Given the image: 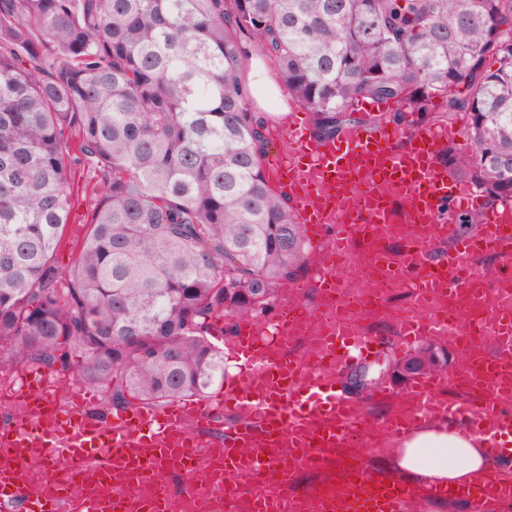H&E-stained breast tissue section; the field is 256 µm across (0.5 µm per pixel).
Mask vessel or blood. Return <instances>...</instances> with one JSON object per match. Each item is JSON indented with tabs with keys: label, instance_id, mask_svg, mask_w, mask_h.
Returning a JSON list of instances; mask_svg holds the SVG:
<instances>
[{
	"label": "vessel or blood",
	"instance_id": "b4317fda",
	"mask_svg": "<svg viewBox=\"0 0 512 512\" xmlns=\"http://www.w3.org/2000/svg\"><path fill=\"white\" fill-rule=\"evenodd\" d=\"M307 129L293 112L287 143L269 149L268 169L290 189L314 244L309 277L318 303L296 305L306 291L299 283L267 321L240 322L224 346L241 357L243 381L218 399L133 406L102 420L91 412L92 390L76 387L63 401L49 373L19 374L4 387L15 420L0 427V512H182L201 500L218 504L220 512H297L292 477L300 462L332 472L330 494L308 493L325 512H411L410 490L393 475L345 464L342 449L364 441L383 452L373 428L399 440L416 420L434 417L484 432L489 447H501L503 431L512 428V385L501 383L494 362L512 357V309L494 312L491 278L475 256L490 246L503 266L512 265V205L487 211L477 236L455 241L442 260L429 261L431 239L451 234L447 208L481 206L438 161L448 128L359 126L334 141L308 136ZM397 201L404 210H393ZM394 224L434 227L415 250L380 259L388 278L413 300L393 327L395 348L456 335L458 318L433 301L437 288L491 305L483 327L501 343L494 354L473 359L467 392L441 395L440 377L420 376L404 390L411 413L369 417L337 385L348 367L375 353V338L353 326L348 305L355 298L373 303L376 291L355 292L340 271L355 270L354 245L362 233L379 239ZM298 318L310 332L311 349L295 360L287 355L288 328ZM223 410L240 418L239 428L208 436L215 412ZM167 472L194 480L176 495L162 480ZM459 494L475 502V512H512L511 475H491Z\"/></svg>",
	"mask_w": 512,
	"mask_h": 512
}]
</instances>
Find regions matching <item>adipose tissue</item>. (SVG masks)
Here are the masks:
<instances>
[{"instance_id":"adipose-tissue-1","label":"adipose tissue","mask_w":512,"mask_h":512,"mask_svg":"<svg viewBox=\"0 0 512 512\" xmlns=\"http://www.w3.org/2000/svg\"><path fill=\"white\" fill-rule=\"evenodd\" d=\"M497 458L510 460L512 451L492 453L481 436L444 421H430L401 441L386 461L406 484L455 488L487 478Z\"/></svg>"}]
</instances>
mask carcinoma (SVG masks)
<instances>
[{
	"label": "carcinoma",
	"instance_id": "1",
	"mask_svg": "<svg viewBox=\"0 0 512 512\" xmlns=\"http://www.w3.org/2000/svg\"><path fill=\"white\" fill-rule=\"evenodd\" d=\"M254 55L319 140L442 99L435 122L467 119L448 169L484 199L454 223L512 200V0H0L1 364L116 411L224 385V336L309 259L264 171ZM80 168L90 220L62 270Z\"/></svg>",
	"mask_w": 512,
	"mask_h": 512
}]
</instances>
